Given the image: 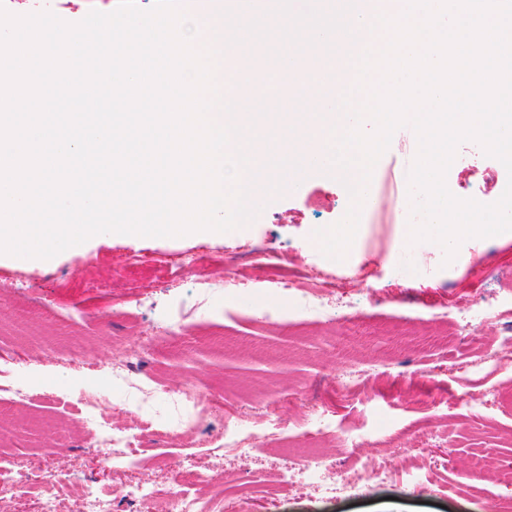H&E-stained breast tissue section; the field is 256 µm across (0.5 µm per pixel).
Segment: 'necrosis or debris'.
<instances>
[{
  "mask_svg": "<svg viewBox=\"0 0 512 512\" xmlns=\"http://www.w3.org/2000/svg\"><path fill=\"white\" fill-rule=\"evenodd\" d=\"M277 286L295 298L305 311L321 319L335 316L340 309L350 308L356 283L352 280L329 279L322 270L308 268L280 277ZM440 311L453 315L459 327L464 329L469 328L475 321L493 326L504 320L509 323L508 334L498 347L486 349L480 361L463 360L459 363L462 398L468 405H478L481 401L480 386L483 377L512 373V305L501 302L476 314L455 310L448 305L441 306ZM171 403L176 412V419L168 430L172 436L197 427L213 413L211 393L195 386L177 392ZM394 479V473L382 463L369 471L357 469L354 479L350 481L340 476L330 478L326 475L323 461L310 455L287 461L279 476L280 482L288 484L295 492L311 490L331 497L360 493L369 487L393 482ZM118 498L123 502L146 506L159 502L163 504L164 512H225L228 506L227 499L221 495L206 501L189 496L183 491L181 481L174 482L163 495L144 483L130 482L122 487Z\"/></svg>",
  "mask_w": 512,
  "mask_h": 512,
  "instance_id": "4bbe7bcc",
  "label": "necrosis or debris"
}]
</instances>
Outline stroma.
<instances>
[{"mask_svg": "<svg viewBox=\"0 0 512 512\" xmlns=\"http://www.w3.org/2000/svg\"><path fill=\"white\" fill-rule=\"evenodd\" d=\"M118 0H30L28 12L52 11L69 23L90 10L113 11ZM412 146L392 140L373 177L389 203L365 211L345 260L323 256L312 243L316 229L337 222L346 199L336 180L307 179L300 191L266 201L260 215L223 238L140 237L101 234L80 251H64L43 264L0 257V383L25 386V400L0 399V483L23 484L22 497L0 501V512H39L50 495L60 512H79V489L96 481L103 498L133 477L164 488L193 464L199 481L189 495L209 499L212 477L237 484L245 473L265 476L267 489L234 504V512H512V412L501 401L511 376L488 377L482 404L460 402L455 362L477 346L498 345L503 333L473 324L469 336L434 318L432 305H474L495 298L512 281V232L464 241L452 264L436 243L410 244L403 215L392 199L407 192ZM503 164L480 146L463 143L449 179L455 187L484 180V203L507 185ZM278 252L292 268L314 265L333 277H359L350 318L317 321L296 310L275 288L278 275L254 265L251 288L224 292L227 269L237 266V246ZM194 259L174 273L177 255ZM211 284L201 293L200 280ZM188 312L183 328L166 317ZM128 362L130 382L160 385L149 410H140L130 383L113 379L111 357ZM372 367L365 399L337 393L346 365ZM194 384L220 399L221 409L178 438L165 432L172 418L171 391ZM98 395L86 411V395ZM318 404L333 432L308 439V404ZM284 407V440L267 436L265 407ZM248 414L246 433L257 451L244 458L224 448L223 409ZM135 429L142 440L130 470L101 462L94 452L100 426ZM59 429L60 445H38L39 429ZM311 444L328 475L355 463L385 462L394 483L370 493L326 499L299 495L278 483L287 450ZM59 473L45 487L42 469ZM435 482L423 491V479Z\"/></svg>", "mask_w": 512, "mask_h": 512, "instance_id": "obj_1", "label": "stroma"}]
</instances>
